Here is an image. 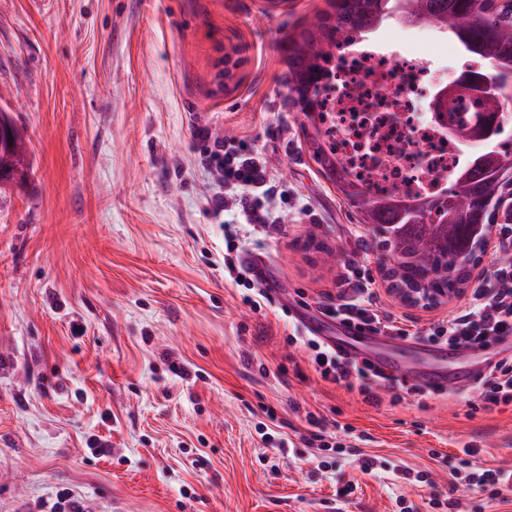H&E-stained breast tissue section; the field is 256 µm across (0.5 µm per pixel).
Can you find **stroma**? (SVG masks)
Listing matches in <instances>:
<instances>
[{"mask_svg":"<svg viewBox=\"0 0 512 512\" xmlns=\"http://www.w3.org/2000/svg\"><path fill=\"white\" fill-rule=\"evenodd\" d=\"M330 3L0 0V110L32 166L0 185V512H51L66 492L87 512H428L451 494L467 512H512L450 475L469 444L512 468V404L385 388L371 404L292 340L351 268L411 334L453 309L388 292L381 248L310 157L288 37ZM368 41L427 53L435 83L471 63L430 26L390 20ZM197 124L261 157L277 186L264 204L280 224L243 225L235 255L276 286L262 309L224 266ZM309 412L344 453L306 447Z\"/></svg>","mask_w":512,"mask_h":512,"instance_id":"stroma-1","label":"stroma"}]
</instances>
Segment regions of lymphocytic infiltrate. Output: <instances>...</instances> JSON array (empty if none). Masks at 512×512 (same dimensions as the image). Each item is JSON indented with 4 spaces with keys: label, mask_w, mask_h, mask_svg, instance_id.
<instances>
[{
    "label": "lymphocytic infiltrate",
    "mask_w": 512,
    "mask_h": 512,
    "mask_svg": "<svg viewBox=\"0 0 512 512\" xmlns=\"http://www.w3.org/2000/svg\"><path fill=\"white\" fill-rule=\"evenodd\" d=\"M203 163L218 174L220 184L233 189L232 194L220 192L213 199L214 213L229 211L234 215L233 223L224 227L225 240H234L241 224L277 223V216L261 204L262 197L275 190L264 163L252 157L225 152L219 146L205 151ZM351 288L352 298H341L335 305L323 308V315L341 325L374 333L384 328L392 329V322L386 321L374 307L375 291L371 280L356 278ZM508 335H512V265H501L494 272L492 287L474 288L466 302L428 331L426 339L433 344L451 347L485 348L499 337ZM307 344L315 352V369L321 379L358 389L368 402H378V389L395 384L393 378L380 373L369 361H357L313 338L308 339ZM472 392L481 401L483 409L488 411L511 404L512 357L506 356L497 361ZM463 453L458 465L468 471V488L488 493L495 499L501 489L512 486V471L474 466L472 459L479 453L477 446H467Z\"/></svg>",
    "instance_id": "lymphocytic-infiltrate-1"
}]
</instances>
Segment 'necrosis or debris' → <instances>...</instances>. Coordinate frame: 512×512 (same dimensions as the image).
<instances>
[{
	"label": "necrosis or debris",
	"mask_w": 512,
	"mask_h": 512,
	"mask_svg": "<svg viewBox=\"0 0 512 512\" xmlns=\"http://www.w3.org/2000/svg\"><path fill=\"white\" fill-rule=\"evenodd\" d=\"M425 55L391 61L362 44L328 65L324 118L332 154L365 187L383 192L434 194L461 162L458 146L432 113L415 110L428 83Z\"/></svg>",
	"instance_id": "necrosis-or-debris-1"
}]
</instances>
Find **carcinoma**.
<instances>
[{
	"mask_svg": "<svg viewBox=\"0 0 512 512\" xmlns=\"http://www.w3.org/2000/svg\"><path fill=\"white\" fill-rule=\"evenodd\" d=\"M392 17L403 24L417 20L432 26L483 64L512 69V10L506 6L490 9L485 0H336L334 14L288 37L287 85L298 115L322 108L321 79L336 53L364 43L369 33ZM463 102L471 104V112L465 117L448 113V129L459 145L473 148L475 144L467 142L469 128L480 114L501 112L504 105L471 96L448 100L450 104ZM22 136L19 127L11 125L20 173L0 174V184L30 171L27 156L22 154ZM310 150L326 178L379 238V246L395 257L399 285L457 293L468 283L470 270L493 235L498 212L505 203L511 215L508 223H512V147L493 144L486 151L472 152L470 158L479 159V163L457 167L450 187L433 199L421 216L419 230L402 236L388 234L392 225L406 223L390 205L397 189L379 194L360 184L328 154L318 125Z\"/></svg>",
	"mask_w": 512,
	"mask_h": 512,
	"instance_id": "1",
	"label": "carcinoma"
}]
</instances>
